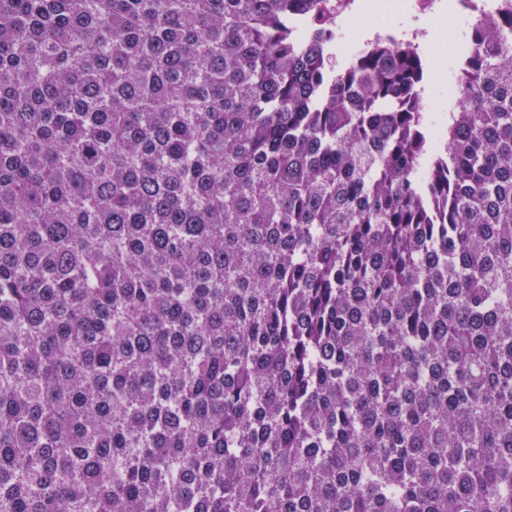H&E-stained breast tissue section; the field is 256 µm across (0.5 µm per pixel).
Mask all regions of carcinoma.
Returning a JSON list of instances; mask_svg holds the SVG:
<instances>
[{"label": "carcinoma", "mask_w": 512, "mask_h": 512, "mask_svg": "<svg viewBox=\"0 0 512 512\" xmlns=\"http://www.w3.org/2000/svg\"><path fill=\"white\" fill-rule=\"evenodd\" d=\"M319 8L0 0V512H512V7ZM438 0H323L328 26V32L331 33L333 39L336 37L334 45V53L336 54L337 65L346 64L349 59L350 49L354 46L362 45L368 38V32L374 25V20L364 13H390L393 10H405L410 13H432L434 6ZM353 9L360 11L351 12ZM350 12L343 17L344 14ZM339 22L338 33L336 36V23ZM359 20L363 24L364 37L359 41H351L346 30L347 22L351 20ZM426 32L419 29H410L402 31L400 35L395 32L388 31L384 28H375L372 30L371 37L366 41H372L380 38H393L397 41H404L414 45L419 44V40L425 36ZM366 38V39H365ZM467 7L460 4L458 16L460 19L475 22L483 16L494 15L498 0H469ZM453 37L451 33H448V36H439L438 40L433 43L432 49H434L438 53H445L442 56L435 55L431 49V42L427 44L421 43L419 46V50L426 61V77L422 84L423 90L421 92V98L424 104L427 101L432 102L438 99H442L448 96L447 101L442 104L443 107H446L448 110L445 111V114H438L440 111H436L433 109L427 110L425 107L426 119L430 125V128L434 133H438V124L439 121L443 118L445 121L447 119L448 125V111L455 110L460 105V87L457 83L456 79L449 84L448 80L450 73L455 69L456 64L459 60V55L456 56L455 59L448 58V45L451 43ZM438 66L442 68L443 76L445 75L444 81L440 83H433L431 80V74L434 68Z\"/></svg>", "instance_id": "obj_1"}]
</instances>
